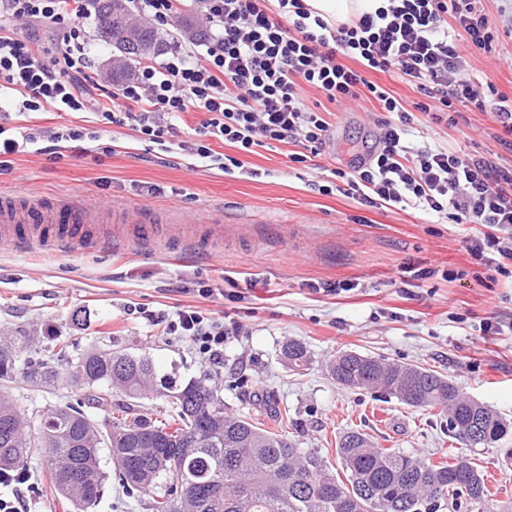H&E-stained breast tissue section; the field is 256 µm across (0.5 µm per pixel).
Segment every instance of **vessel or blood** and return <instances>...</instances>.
<instances>
[{
  "instance_id": "b4317fda",
  "label": "vessel or blood",
  "mask_w": 512,
  "mask_h": 512,
  "mask_svg": "<svg viewBox=\"0 0 512 512\" xmlns=\"http://www.w3.org/2000/svg\"><path fill=\"white\" fill-rule=\"evenodd\" d=\"M106 216L89 198L59 196L44 199L19 194L0 198V243L15 248H46L78 253L112 239L100 235L98 226ZM170 231L185 224L204 225L206 232L221 234L222 224L197 212H185L180 206L167 208L164 217Z\"/></svg>"
}]
</instances>
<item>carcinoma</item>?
I'll return each mask as SVG.
<instances>
[{
    "instance_id": "carcinoma-1",
    "label": "carcinoma",
    "mask_w": 512,
    "mask_h": 512,
    "mask_svg": "<svg viewBox=\"0 0 512 512\" xmlns=\"http://www.w3.org/2000/svg\"><path fill=\"white\" fill-rule=\"evenodd\" d=\"M92 4L97 37L110 44L132 18L125 12L109 23L112 0ZM139 42L159 46L162 38L152 24L141 22ZM34 340L0 338V381L69 388L79 399L46 408L34 424L1 394L0 476H28L35 461L74 512H93L108 479L100 465L103 445L110 450L115 481L128 496L146 498L150 512H441L489 496L484 475L468 458L424 461L380 448L357 429L344 432L336 443L338 473L285 435L228 411L207 374L179 388L166 387L175 412L153 420L133 404L154 387L147 357L98 347L73 358L63 341L56 353L66 363L62 372L50 362L22 357ZM281 354L300 370L310 363L299 341H288ZM326 370L343 387L438 410L449 436L468 448L497 442L512 431V423L466 396L448 377L415 364L350 350L337 354ZM114 389L130 402L117 406L102 424L91 419L85 409L112 403ZM472 419L480 423L476 441L462 433Z\"/></svg>"
}]
</instances>
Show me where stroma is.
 Returning <instances> with one entry per match:
<instances>
[{"label":"stroma","mask_w":512,"mask_h":512,"mask_svg":"<svg viewBox=\"0 0 512 512\" xmlns=\"http://www.w3.org/2000/svg\"><path fill=\"white\" fill-rule=\"evenodd\" d=\"M468 65L474 80L512 98V38H500L488 52L469 49ZM372 109L365 99L347 110L330 106L327 142L307 162H291L295 147L288 143L258 149L247 158L265 172L256 180L192 166L178 150L147 148L129 126L107 128L99 143L67 149L57 162L37 152L13 157L11 171L0 175V196L78 194L149 212L174 203L202 214L219 209L226 233L205 255L163 244L146 253L129 241L142 230L131 218L100 226L126 237L118 250L0 247V336L34 337L24 354L45 359L59 336L74 354L110 341L148 357L157 380L178 386L210 375L229 409L283 430L296 447L332 464L339 436L351 429L424 460L470 455L487 473L493 499L461 512H500L512 503V465L503 461L512 434L467 450L448 437L437 411L344 388L325 369L346 350L417 364L512 422V332L479 331L480 322L512 318V280L490 277L467 253L466 240L480 225L433 223L410 208H364L313 189L333 169L366 156L374 141ZM464 115L467 124L458 129L418 114L409 140L512 165L491 113L468 107ZM105 145L112 154L102 153ZM421 269L428 278H416ZM449 270L457 279H444ZM201 281L214 287L212 296L198 295ZM339 281L353 290L319 289ZM189 306L230 329L223 362H202L188 339L138 315L142 307L172 315ZM291 339L311 356L299 373L281 357Z\"/></svg>","instance_id":"obj_1"}]
</instances>
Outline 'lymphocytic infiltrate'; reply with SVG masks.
<instances>
[{
    "mask_svg": "<svg viewBox=\"0 0 512 512\" xmlns=\"http://www.w3.org/2000/svg\"><path fill=\"white\" fill-rule=\"evenodd\" d=\"M212 37H176L167 57L138 65L99 108L80 77L93 65L80 27L83 0H0V103L20 117L0 123V173L13 155L39 147L60 159L71 143L99 140L98 125H133L141 141L167 150L183 116L203 113L180 148L226 174L245 168L256 148L290 141L291 161L306 162L324 145L329 123L300 95L315 89L332 103L369 96L381 113L376 145L352 170L334 169L323 195L342 194L365 207L412 208L452 224H478L468 239L473 260L512 278V166L464 157L445 148H413L406 135L415 117L374 73L397 76L437 98L440 112L472 105L492 112L512 151V100L481 92L465 75L468 48L491 50L498 33L475 0H383L375 12L333 27L303 0H194ZM92 115L96 126L30 122L44 104ZM233 154L213 149V142ZM211 363L224 357L222 324L188 308L168 319Z\"/></svg>",
    "mask_w": 512,
    "mask_h": 512,
    "instance_id": "obj_1",
    "label": "lymphocytic infiltrate"
}]
</instances>
